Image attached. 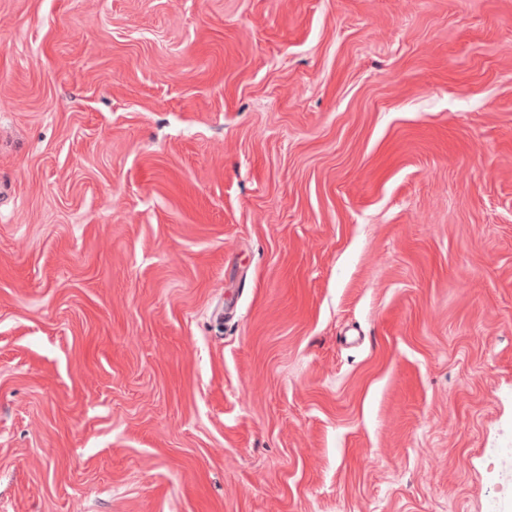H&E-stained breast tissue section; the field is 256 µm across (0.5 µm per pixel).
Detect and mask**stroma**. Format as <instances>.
<instances>
[{"label": "stroma", "instance_id": "35a3bbf8", "mask_svg": "<svg viewBox=\"0 0 512 512\" xmlns=\"http://www.w3.org/2000/svg\"><path fill=\"white\" fill-rule=\"evenodd\" d=\"M0 512H512V0H0Z\"/></svg>", "mask_w": 512, "mask_h": 512}]
</instances>
